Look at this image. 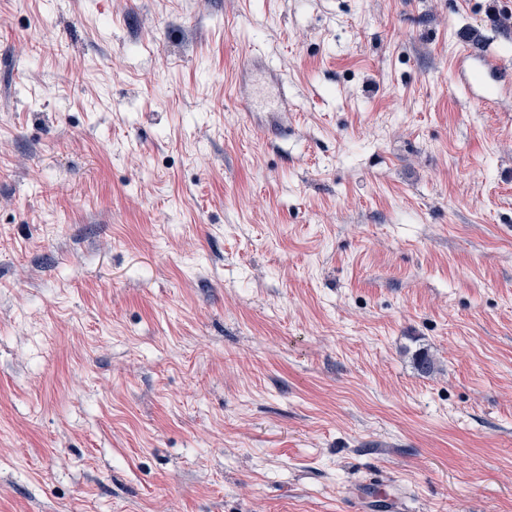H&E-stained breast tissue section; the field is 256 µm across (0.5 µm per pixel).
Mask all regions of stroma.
<instances>
[{
    "label": "stroma",
    "mask_w": 512,
    "mask_h": 512,
    "mask_svg": "<svg viewBox=\"0 0 512 512\" xmlns=\"http://www.w3.org/2000/svg\"><path fill=\"white\" fill-rule=\"evenodd\" d=\"M488 9L0 0V512H512ZM466 64L465 75L467 79L484 91L487 84L496 85L495 79L501 72V65L494 56L475 55L467 48H460L457 52V62Z\"/></svg>",
    "instance_id": "1"
}]
</instances>
